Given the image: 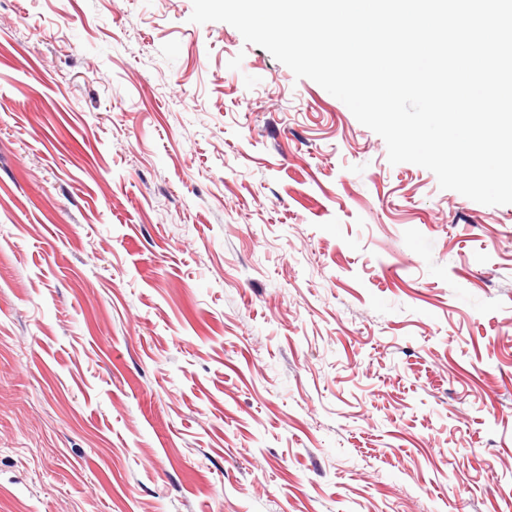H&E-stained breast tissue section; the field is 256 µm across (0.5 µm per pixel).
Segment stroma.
Segmentation results:
<instances>
[{
    "mask_svg": "<svg viewBox=\"0 0 512 512\" xmlns=\"http://www.w3.org/2000/svg\"><path fill=\"white\" fill-rule=\"evenodd\" d=\"M191 13L0 0V512H512V204Z\"/></svg>",
    "mask_w": 512,
    "mask_h": 512,
    "instance_id": "stroma-1",
    "label": "stroma"
}]
</instances>
